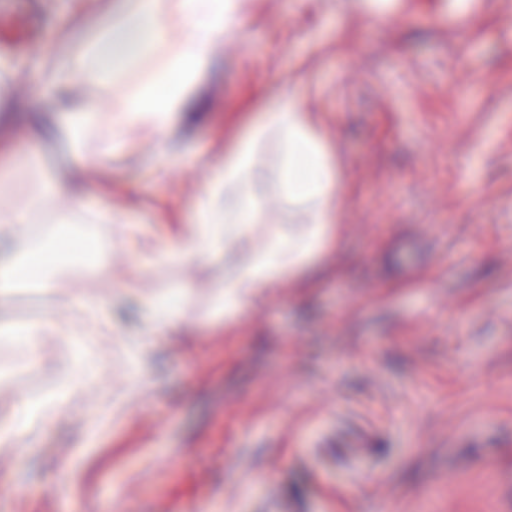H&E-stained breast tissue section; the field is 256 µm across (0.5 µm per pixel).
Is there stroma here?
Here are the masks:
<instances>
[{"label":"stroma","mask_w":512,"mask_h":512,"mask_svg":"<svg viewBox=\"0 0 512 512\" xmlns=\"http://www.w3.org/2000/svg\"><path fill=\"white\" fill-rule=\"evenodd\" d=\"M74 25L69 0H0V163L68 155L27 115L53 98L26 59L84 50L109 0ZM250 0L185 97L202 120L162 139L131 132L123 154L82 172L111 274L70 271L59 287L22 281L3 326H73L38 354L0 335V412L63 397L31 438L0 447V512H512V0ZM79 80L98 101L135 93ZM325 138L341 184L328 247L303 250L277 287L245 300L226 281L231 249L207 273L166 255L236 138L287 95ZM282 145L259 136L266 181L251 242L307 233L281 178ZM156 261L141 274L140 248ZM176 300L156 332L135 281ZM130 283L117 291L118 282ZM192 284L190 300L182 287ZM100 303L101 336L71 305ZM365 435L362 461L351 439Z\"/></svg>","instance_id":"stroma-1"}]
</instances>
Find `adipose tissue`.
I'll use <instances>...</instances> for the list:
<instances>
[{"label": "adipose tissue", "mask_w": 512, "mask_h": 512, "mask_svg": "<svg viewBox=\"0 0 512 512\" xmlns=\"http://www.w3.org/2000/svg\"><path fill=\"white\" fill-rule=\"evenodd\" d=\"M247 0H135L134 7L122 8L115 15L105 36L82 54L45 52L38 56L44 89L67 93L71 101L66 119L55 126L71 155L80 157L83 166L119 151L126 130L132 126L163 134L178 114L176 107L184 97L181 77L201 73L209 64L211 49L227 25L241 20ZM161 45L172 46L156 75V86L145 88L123 101L109 118L110 134L101 140L96 154L84 152V142L97 120L92 103L76 97L74 79L116 81L144 55ZM263 129L275 131L284 147L283 169L289 197L304 201L333 196L339 172L331 166L328 149L318 136L310 115L303 112L296 98L285 99L267 113ZM255 136L236 140L224 153L217 177L196 208L193 220L179 234L172 259L199 257L224 243L225 225L245 231L254 223V200L264 177L252 166ZM290 244L278 245L274 258H250L236 285L257 287L260 280H272L274 272L287 268ZM44 247L30 236V215L15 211L7 224L0 226V308L4 307L22 273L37 263Z\"/></svg>", "instance_id": "obj_1"}]
</instances>
